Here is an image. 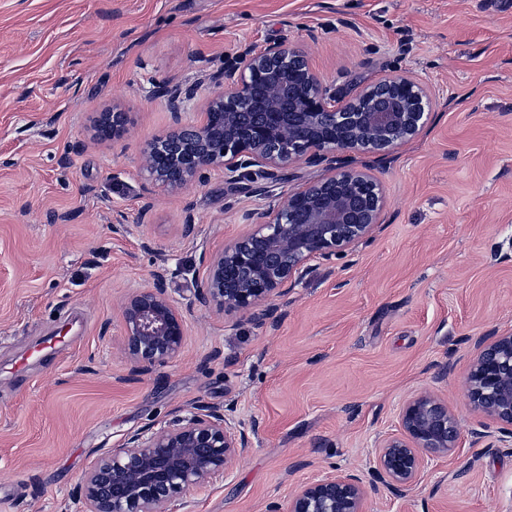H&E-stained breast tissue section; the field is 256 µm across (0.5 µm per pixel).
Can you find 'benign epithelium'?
I'll return each instance as SVG.
<instances>
[{"mask_svg":"<svg viewBox=\"0 0 512 512\" xmlns=\"http://www.w3.org/2000/svg\"><path fill=\"white\" fill-rule=\"evenodd\" d=\"M211 84L189 121L197 87L155 83L172 126L141 152L145 190L176 194L222 170L226 183L265 201L258 223L212 255L196 302L266 325L276 318L272 301L288 292L307 261L343 256L382 221V184L347 156L388 155L417 138L431 121L437 93L411 72L340 93L320 79L305 50L286 40L226 57ZM130 123V113L114 104L97 113L94 133L119 141ZM299 165L321 166L325 174L277 193L278 173ZM120 314L132 375L150 374L181 352L186 319L168 293L165 271L127 295ZM476 347L468 406L512 437V332L482 336ZM235 410L233 402L200 403L172 426L129 435L81 475L74 512H175L185 491L228 476L251 448L259 424L236 425ZM399 425L400 434L375 445L370 464L390 492L405 496L428 459L457 447L460 428L448 404L429 391L401 407ZM490 426L474 435L490 436ZM366 499L361 477L331 472L268 503L265 512H367Z\"/></svg>","mask_w":512,"mask_h":512,"instance_id":"1","label":"benign epithelium"}]
</instances>
